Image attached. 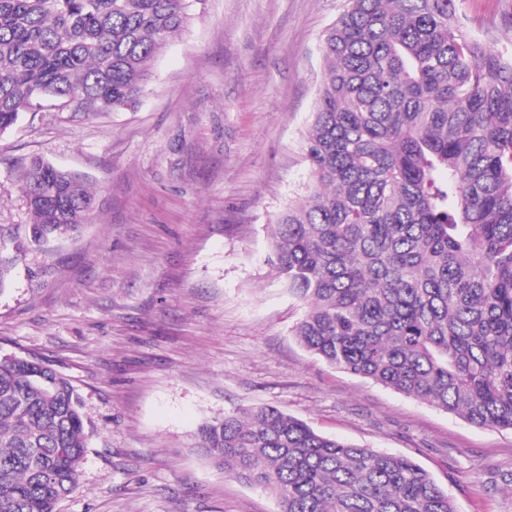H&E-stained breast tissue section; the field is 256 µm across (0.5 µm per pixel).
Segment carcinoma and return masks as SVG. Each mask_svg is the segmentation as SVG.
Here are the masks:
<instances>
[{
    "label": "carcinoma",
    "instance_id": "carcinoma-1",
    "mask_svg": "<svg viewBox=\"0 0 512 512\" xmlns=\"http://www.w3.org/2000/svg\"><path fill=\"white\" fill-rule=\"evenodd\" d=\"M187 0H0V138L43 103L137 106ZM303 140L310 184L271 230L303 314L291 333L351 375L512 430V49L459 0H345ZM24 238L0 234V289L29 250L88 223L94 194L26 163ZM87 420L42 360L0 357V512L74 493ZM197 447L278 512H457L412 458L338 441L273 406L203 424Z\"/></svg>",
    "mask_w": 512,
    "mask_h": 512
}]
</instances>
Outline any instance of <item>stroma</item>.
I'll return each mask as SVG.
<instances>
[{"mask_svg":"<svg viewBox=\"0 0 512 512\" xmlns=\"http://www.w3.org/2000/svg\"><path fill=\"white\" fill-rule=\"evenodd\" d=\"M135 109L27 115L0 139V230L27 224L38 155L95 194L81 232L29 252L0 292V356L70 380L94 427L57 512H277L194 446L202 422L273 406L411 457L458 512H512V432L483 428L307 354L270 226L309 183L303 139L344 0H188ZM469 32L512 43L501 0H460Z\"/></svg>","mask_w":512,"mask_h":512,"instance_id":"35a3bbf8","label":"stroma"}]
</instances>
